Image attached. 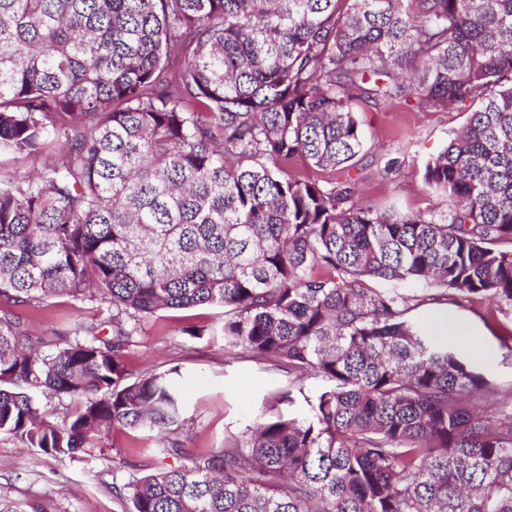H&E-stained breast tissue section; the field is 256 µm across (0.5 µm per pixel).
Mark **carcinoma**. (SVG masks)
<instances>
[{"label":"carcinoma","instance_id":"1","mask_svg":"<svg viewBox=\"0 0 512 512\" xmlns=\"http://www.w3.org/2000/svg\"><path fill=\"white\" fill-rule=\"evenodd\" d=\"M394 100L467 114L423 167L443 215L334 176L365 146L357 103ZM20 157L42 164L0 177V301L96 293L112 335L45 351L3 311L0 433L59 460L156 433L187 463L133 465V512H512V417L482 410L505 403L402 293L512 308V0H0V168ZM205 305L225 356L287 371L278 403L323 386L193 457L179 368L125 351Z\"/></svg>","mask_w":512,"mask_h":512}]
</instances>
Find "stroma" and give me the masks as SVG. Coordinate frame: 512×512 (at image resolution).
<instances>
[{"label": "stroma", "mask_w": 512, "mask_h": 512, "mask_svg": "<svg viewBox=\"0 0 512 512\" xmlns=\"http://www.w3.org/2000/svg\"><path fill=\"white\" fill-rule=\"evenodd\" d=\"M357 110L366 146L348 173L361 198L382 210L447 212V199L426 187L423 166L462 127L465 114L399 100L362 102ZM404 292L419 299L412 316L420 322L444 313L466 322L478 349V367L501 400L512 397V351L502 342L512 328V313L498 311L482 295L461 300L418 283L406 284ZM12 312L32 335L53 343L78 328L99 327L110 314L100 300L67 295L16 306ZM223 322V309L212 306L163 311L142 321L126 351V363L136 373L181 367L188 427L180 438L196 456L209 455L223 447L225 436L246 431L262 408L273 406V393L288 379L270 364L226 361ZM140 461L155 469L180 464L158 453L148 434L120 426L104 435L98 447L65 460L30 451L15 436L2 433L0 497L34 501L41 512H132L124 485L131 463Z\"/></svg>", "instance_id": "stroma-1"}]
</instances>
